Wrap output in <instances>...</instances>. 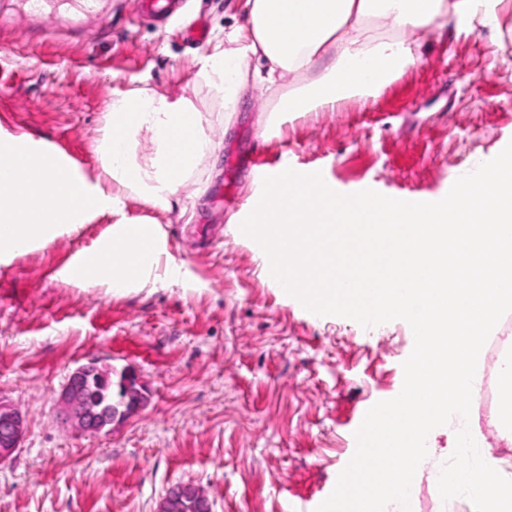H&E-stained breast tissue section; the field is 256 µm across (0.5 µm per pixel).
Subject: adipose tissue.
<instances>
[{
	"mask_svg": "<svg viewBox=\"0 0 512 512\" xmlns=\"http://www.w3.org/2000/svg\"><path fill=\"white\" fill-rule=\"evenodd\" d=\"M487 0H245L241 25L215 38L196 61L195 78L223 112L239 111L247 85L278 112H334L353 97L369 98L401 68L415 63L435 29L457 18L487 25ZM98 145L100 173L88 181L69 162L48 174L49 147L31 142L28 163L12 167L17 137L0 140V249L48 242L111 210L130 191L164 210L178 202L217 145L209 119L192 99L151 87L112 96ZM157 238L132 225L112 227L109 246L80 266L79 278L128 288L157 269Z\"/></svg>",
	"mask_w": 512,
	"mask_h": 512,
	"instance_id": "obj_1",
	"label": "adipose tissue"
}]
</instances>
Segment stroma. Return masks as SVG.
<instances>
[{
  "instance_id": "obj_1",
  "label": "stroma",
  "mask_w": 512,
  "mask_h": 512,
  "mask_svg": "<svg viewBox=\"0 0 512 512\" xmlns=\"http://www.w3.org/2000/svg\"><path fill=\"white\" fill-rule=\"evenodd\" d=\"M97 2L89 14L55 11L58 32L46 39L26 0H0V138L26 133L95 179L107 100L149 86L192 98L221 148L183 209L127 194L75 231L0 255V397L26 417L21 448L0 464V512H155L169 488L189 483L212 512H315L356 451L363 410L401 392L414 336L401 319L366 329L309 316L279 288L261 246L236 233L258 192L237 159L318 164L348 194L370 184L444 198L512 142V0L487 26L434 30L374 99L273 115L253 96L228 118L195 79L206 44L186 42L177 24L138 21V0ZM242 10V0L192 2L212 35ZM120 221L158 225L181 276L123 293L71 280ZM511 355L509 312L483 347L469 419L507 478L497 372ZM91 361L133 370L146 392L137 413L94 436L59 416L69 375ZM458 429L436 433L413 479V512H475L468 498L442 501L433 483Z\"/></svg>"
}]
</instances>
